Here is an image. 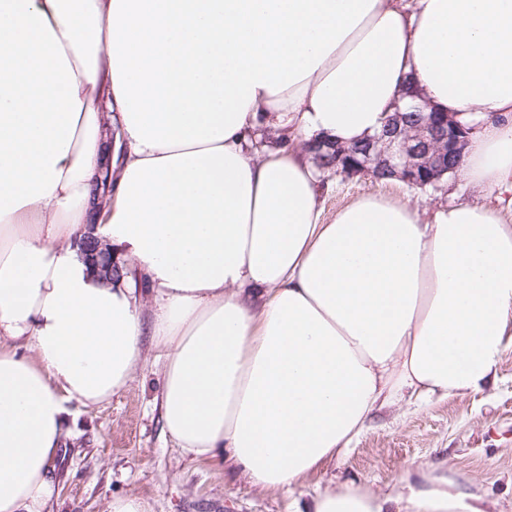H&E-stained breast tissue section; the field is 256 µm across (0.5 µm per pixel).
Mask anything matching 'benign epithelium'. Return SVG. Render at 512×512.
Returning a JSON list of instances; mask_svg holds the SVG:
<instances>
[{"label": "benign epithelium", "instance_id": "7a95c632", "mask_svg": "<svg viewBox=\"0 0 512 512\" xmlns=\"http://www.w3.org/2000/svg\"><path fill=\"white\" fill-rule=\"evenodd\" d=\"M404 113L396 111L390 116L381 134L366 138L365 150L357 171L370 176L383 167L392 177L410 187L439 186L448 172V151H458L467 137L451 114L431 113L427 138L407 133Z\"/></svg>", "mask_w": 512, "mask_h": 512}]
</instances>
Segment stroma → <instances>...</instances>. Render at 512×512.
I'll list each match as a JSON object with an SVG mask.
<instances>
[{
  "mask_svg": "<svg viewBox=\"0 0 512 512\" xmlns=\"http://www.w3.org/2000/svg\"><path fill=\"white\" fill-rule=\"evenodd\" d=\"M323 220L357 198L383 194L417 205L423 220L452 201L448 177L437 189L379 182L368 175L318 176ZM160 352L145 342L120 394L67 407L72 435L55 462L59 495L49 512H105L117 496H136L149 512H305L316 496L346 484L388 495L410 472L470 484L486 512H512V347L483 390L379 411L347 449L289 489L251 485L231 461L184 456L166 434L158 399Z\"/></svg>",
  "mask_w": 512,
  "mask_h": 512,
  "instance_id": "1",
  "label": "stroma"
}]
</instances>
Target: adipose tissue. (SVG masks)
Returning <instances> with one entry per match:
<instances>
[{
  "label": "adipose tissue",
  "mask_w": 512,
  "mask_h": 512,
  "mask_svg": "<svg viewBox=\"0 0 512 512\" xmlns=\"http://www.w3.org/2000/svg\"><path fill=\"white\" fill-rule=\"evenodd\" d=\"M408 86L468 122L458 175L488 203L424 224L367 195L326 224L310 157L252 148L361 141ZM146 336L178 448L265 490L403 394L481 389L512 346V0H0V512H47L67 401L125 389ZM396 498L482 512L425 473ZM386 504L351 485L311 512Z\"/></svg>",
  "instance_id": "adipose-tissue-1"
}]
</instances>
